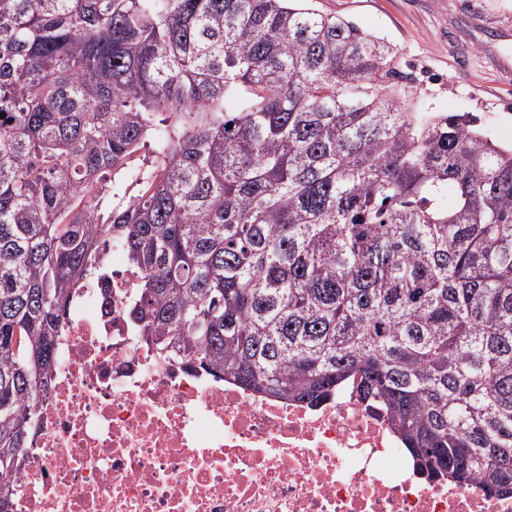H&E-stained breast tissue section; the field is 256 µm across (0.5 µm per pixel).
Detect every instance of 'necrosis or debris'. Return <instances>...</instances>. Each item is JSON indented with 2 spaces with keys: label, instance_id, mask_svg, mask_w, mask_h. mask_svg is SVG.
Instances as JSON below:
<instances>
[{
  "label": "necrosis or debris",
  "instance_id": "obj_1",
  "mask_svg": "<svg viewBox=\"0 0 512 512\" xmlns=\"http://www.w3.org/2000/svg\"><path fill=\"white\" fill-rule=\"evenodd\" d=\"M79 288L10 512H512L479 483L417 475L354 386L317 406L276 401L161 359L127 315L121 251Z\"/></svg>",
  "mask_w": 512,
  "mask_h": 512
}]
</instances>
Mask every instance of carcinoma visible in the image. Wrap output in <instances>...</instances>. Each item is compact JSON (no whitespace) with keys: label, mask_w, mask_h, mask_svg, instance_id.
<instances>
[{"label":"carcinoma","mask_w":512,"mask_h":512,"mask_svg":"<svg viewBox=\"0 0 512 512\" xmlns=\"http://www.w3.org/2000/svg\"><path fill=\"white\" fill-rule=\"evenodd\" d=\"M396 58L299 0H0V512L114 240L160 356L354 379L417 473L512 497V147L412 111Z\"/></svg>","instance_id":"1"}]
</instances>
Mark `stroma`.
I'll return each instance as SVG.
<instances>
[{"instance_id": "35a3bbf8", "label": "stroma", "mask_w": 512, "mask_h": 512, "mask_svg": "<svg viewBox=\"0 0 512 512\" xmlns=\"http://www.w3.org/2000/svg\"><path fill=\"white\" fill-rule=\"evenodd\" d=\"M396 50L402 86L429 112L471 113L512 144V0H312Z\"/></svg>"}]
</instances>
